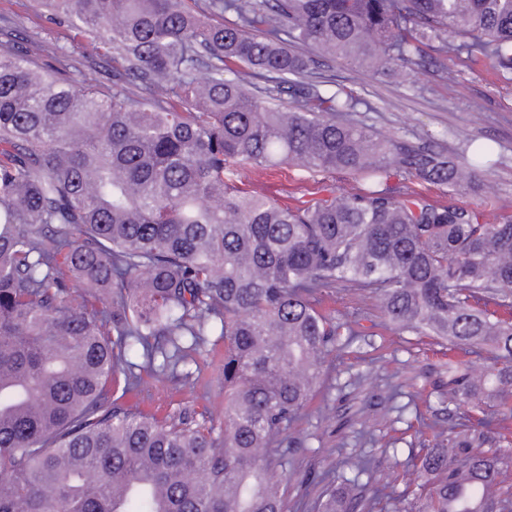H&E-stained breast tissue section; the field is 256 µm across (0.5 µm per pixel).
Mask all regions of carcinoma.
<instances>
[{
  "instance_id": "cac0c4a2",
  "label": "carcinoma",
  "mask_w": 512,
  "mask_h": 512,
  "mask_svg": "<svg viewBox=\"0 0 512 512\" xmlns=\"http://www.w3.org/2000/svg\"><path fill=\"white\" fill-rule=\"evenodd\" d=\"M113 55L109 93L0 46V512H386L385 489L286 465L288 437L371 297L402 332L496 367L448 393L512 418V217L387 189L281 205L228 184L297 164L373 184L412 174L462 194L498 160L448 156L336 119L338 59L408 81L488 61L512 81V0H36ZM234 20L213 24L210 16ZM224 340V428L140 409L145 379L190 381ZM141 351V362L128 358ZM458 424L410 457L409 512H512L502 448ZM198 472L203 479L186 480Z\"/></svg>"
}]
</instances>
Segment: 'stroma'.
Masks as SVG:
<instances>
[{"label":"stroma","mask_w":512,"mask_h":512,"mask_svg":"<svg viewBox=\"0 0 512 512\" xmlns=\"http://www.w3.org/2000/svg\"><path fill=\"white\" fill-rule=\"evenodd\" d=\"M31 0H0V28L15 27L44 41V64L57 65L68 53L70 75L78 83L100 90L112 87V60L70 28L41 17ZM326 93L346 89L366 106L356 120L385 138L396 137L415 146H433L455 153L466 139L494 145L500 158L493 169L480 172V187L468 196L484 222L493 224L512 215V82L504 81L489 62L459 66L455 78L443 67L416 74L411 82L357 74L341 62L323 69ZM233 185L248 188L284 203L313 204L332 195L362 192L364 184L343 173H312L299 166L262 175L241 168ZM359 334L337 356L314 408L293 425L289 434L301 442L295 459L299 469L319 472L346 460L369 457L373 469L365 483H381L393 496L395 512H403L404 471L413 449L436 442L435 424H447L456 405L448 401V367L486 369L488 351L467 353L429 336L399 334L384 329L373 300L351 304ZM143 407L160 416L189 408L222 426L224 381L218 372L205 375L195 388L180 383L142 386Z\"/></svg>","instance_id":"1"}]
</instances>
